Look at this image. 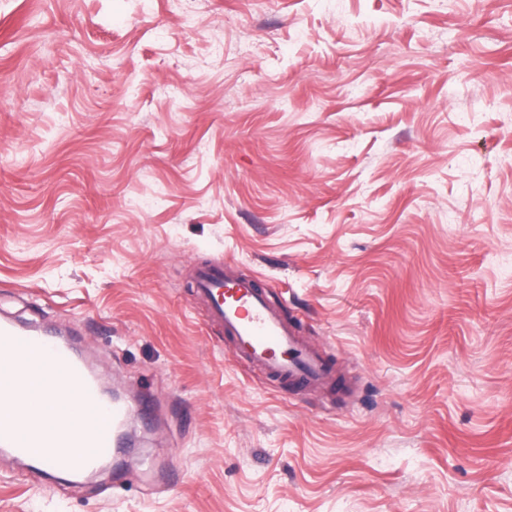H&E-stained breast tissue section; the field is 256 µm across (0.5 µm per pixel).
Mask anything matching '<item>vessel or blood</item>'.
I'll return each instance as SVG.
<instances>
[{"label": "vessel or blood", "mask_w": 512, "mask_h": 512, "mask_svg": "<svg viewBox=\"0 0 512 512\" xmlns=\"http://www.w3.org/2000/svg\"><path fill=\"white\" fill-rule=\"evenodd\" d=\"M193 284L207 326L223 331L232 358L251 374L298 393L348 391L325 346L300 336L257 279L237 276L224 262L195 267ZM32 387L46 408H71L58 428L47 429L44 413L24 406ZM127 413V405L107 398L87 356L59 332L0 320V451L51 471L90 473L118 454Z\"/></svg>", "instance_id": "1"}]
</instances>
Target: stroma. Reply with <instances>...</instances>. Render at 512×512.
<instances>
[{
    "label": "stroma",
    "instance_id": "1",
    "mask_svg": "<svg viewBox=\"0 0 512 512\" xmlns=\"http://www.w3.org/2000/svg\"><path fill=\"white\" fill-rule=\"evenodd\" d=\"M225 259L353 394L232 359ZM0 310L159 400L0 512H512V0H0Z\"/></svg>",
    "mask_w": 512,
    "mask_h": 512
}]
</instances>
